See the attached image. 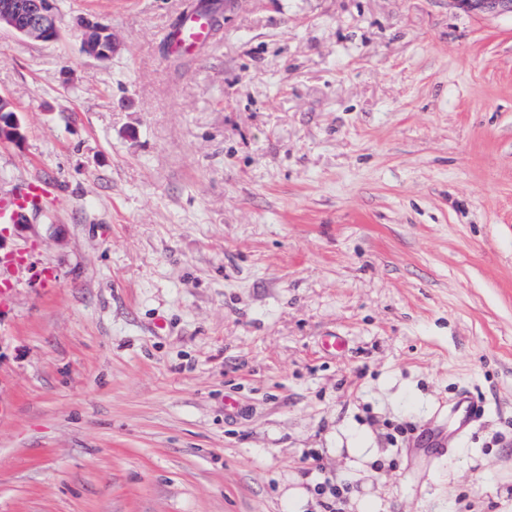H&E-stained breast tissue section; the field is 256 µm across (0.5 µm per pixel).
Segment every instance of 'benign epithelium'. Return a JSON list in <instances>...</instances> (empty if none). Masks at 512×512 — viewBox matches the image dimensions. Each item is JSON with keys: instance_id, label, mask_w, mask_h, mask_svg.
Masks as SVG:
<instances>
[{"instance_id": "7a95c632", "label": "benign epithelium", "mask_w": 512, "mask_h": 512, "mask_svg": "<svg viewBox=\"0 0 512 512\" xmlns=\"http://www.w3.org/2000/svg\"><path fill=\"white\" fill-rule=\"evenodd\" d=\"M459 6L482 14H509L512 0H452ZM9 29L19 35L51 42L59 36L55 11L51 0H0V30ZM83 52L93 58L112 55V30L94 20L84 18L80 25ZM22 127L11 101L0 95V140L19 141Z\"/></svg>"}]
</instances>
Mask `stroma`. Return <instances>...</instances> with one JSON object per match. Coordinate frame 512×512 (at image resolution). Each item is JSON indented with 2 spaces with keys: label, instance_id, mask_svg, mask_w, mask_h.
I'll use <instances>...</instances> for the list:
<instances>
[{
  "label": "stroma",
  "instance_id": "obj_1",
  "mask_svg": "<svg viewBox=\"0 0 512 512\" xmlns=\"http://www.w3.org/2000/svg\"><path fill=\"white\" fill-rule=\"evenodd\" d=\"M0 31V512H512V17L453 0H54ZM209 45L175 55L184 13ZM109 26L87 56L79 15ZM340 336L343 350L326 349ZM482 406L466 435L448 409ZM388 457L370 475L353 431ZM4 28L41 42L59 36L50 0H1L0 30ZM15 112L11 101L0 95V140L22 139V127ZM51 185L42 179L24 181L6 194L0 193V224H19L26 215L43 210L46 199L50 196ZM347 452L352 458L350 466L364 473L369 472L371 470L370 466L379 462L383 456L379 448H347Z\"/></svg>",
  "mask_w": 512,
  "mask_h": 512
}]
</instances>
